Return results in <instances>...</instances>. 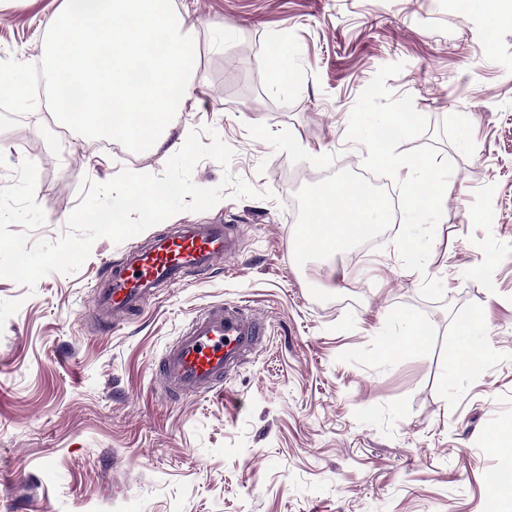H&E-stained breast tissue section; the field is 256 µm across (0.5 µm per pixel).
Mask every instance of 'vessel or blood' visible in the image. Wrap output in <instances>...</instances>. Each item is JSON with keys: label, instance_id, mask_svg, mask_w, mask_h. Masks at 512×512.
Instances as JSON below:
<instances>
[{"label": "vessel or blood", "instance_id": "1", "mask_svg": "<svg viewBox=\"0 0 512 512\" xmlns=\"http://www.w3.org/2000/svg\"><path fill=\"white\" fill-rule=\"evenodd\" d=\"M236 232L223 222L175 224L130 247L121 263L108 265L95 289L99 322L110 326L156 299L162 289L186 283L190 274L215 268L237 253ZM268 325L248 306L217 304L196 313L167 347L157 374L167 395L219 394L226 376L259 348Z\"/></svg>", "mask_w": 512, "mask_h": 512}]
</instances>
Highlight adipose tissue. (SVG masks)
<instances>
[{
    "mask_svg": "<svg viewBox=\"0 0 512 512\" xmlns=\"http://www.w3.org/2000/svg\"><path fill=\"white\" fill-rule=\"evenodd\" d=\"M306 210L309 217L293 240L296 252L305 255L338 253L386 218L377 199L360 197L343 183L312 197Z\"/></svg>",
    "mask_w": 512,
    "mask_h": 512,
    "instance_id": "obj_1",
    "label": "adipose tissue"
}]
</instances>
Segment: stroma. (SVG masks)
<instances>
[{
	"label": "stroma",
	"instance_id": "obj_1",
	"mask_svg": "<svg viewBox=\"0 0 512 512\" xmlns=\"http://www.w3.org/2000/svg\"><path fill=\"white\" fill-rule=\"evenodd\" d=\"M62 0H0V60L37 64ZM197 45L179 134L213 129L229 167L202 160L256 197L225 196L175 224L237 225L241 247L207 275L166 289L130 321L93 325L94 285L126 244L100 238L80 270L34 287L0 277V512H512L491 480L512 453V24L460 0H175ZM290 54L284 83L261 62ZM428 127L400 144L433 146L454 166L425 275L408 274L401 217L326 263L291 241L296 209L322 184L351 181L365 147L346 139L359 94L386 64ZM46 107L0 109V187L38 167L56 240L83 181L161 174L168 154L56 134ZM441 280L442 300L421 293ZM244 303L271 333L220 395L172 398L156 366L196 311ZM478 315L483 359L458 356L457 324ZM423 326L420 348L385 341Z\"/></svg>",
	"mask_w": 512,
	"mask_h": 512
}]
</instances>
